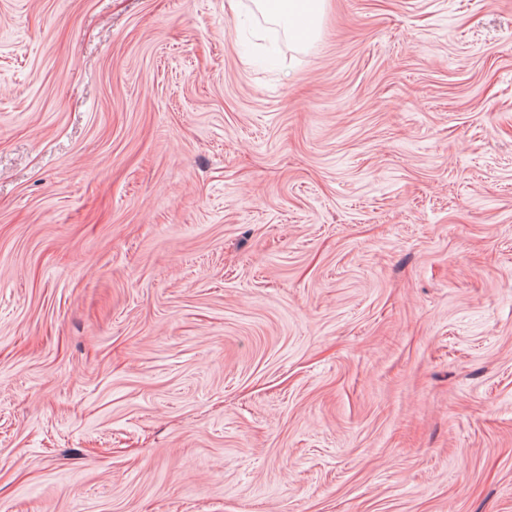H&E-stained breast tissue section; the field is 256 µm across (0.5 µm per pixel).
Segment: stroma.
Here are the masks:
<instances>
[{"label": "stroma", "instance_id": "obj_1", "mask_svg": "<svg viewBox=\"0 0 512 512\" xmlns=\"http://www.w3.org/2000/svg\"><path fill=\"white\" fill-rule=\"evenodd\" d=\"M0 0V512H512V0ZM262 11L288 23V37L298 44L318 38L326 0H258Z\"/></svg>", "mask_w": 512, "mask_h": 512}]
</instances>
